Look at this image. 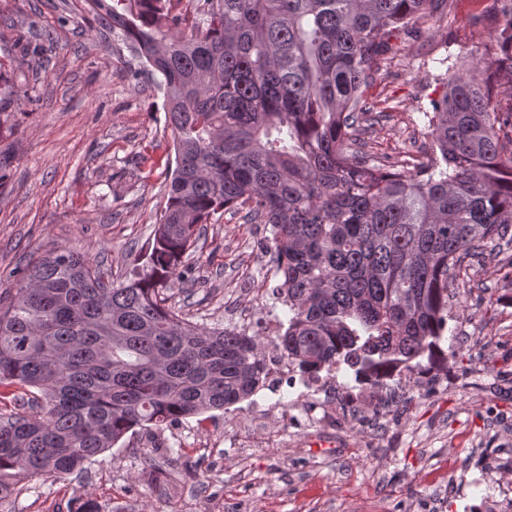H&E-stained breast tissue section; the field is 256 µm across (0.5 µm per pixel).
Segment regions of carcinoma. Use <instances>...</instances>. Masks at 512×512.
<instances>
[{"instance_id":"carcinoma-1","label":"carcinoma","mask_w":512,"mask_h":512,"mask_svg":"<svg viewBox=\"0 0 512 512\" xmlns=\"http://www.w3.org/2000/svg\"><path fill=\"white\" fill-rule=\"evenodd\" d=\"M439 0H87L164 99L175 167L145 262L114 281L71 247L0 297V502L22 477L82 472L130 431L252 396L258 341L173 299L201 228L229 210L270 227L288 307L276 336L311 379L433 366L467 258L512 249V0L481 69L452 66L424 161L365 150V91L395 32ZM39 413L32 415L30 409Z\"/></svg>"}]
</instances>
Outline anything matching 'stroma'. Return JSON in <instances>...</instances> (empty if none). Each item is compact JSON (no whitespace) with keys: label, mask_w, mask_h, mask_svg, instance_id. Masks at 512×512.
Returning <instances> with one entry per match:
<instances>
[{"label":"stroma","mask_w":512,"mask_h":512,"mask_svg":"<svg viewBox=\"0 0 512 512\" xmlns=\"http://www.w3.org/2000/svg\"><path fill=\"white\" fill-rule=\"evenodd\" d=\"M492 3L443 0L436 16L396 32L366 91L386 114L365 133L373 153L412 161L429 151L426 114L448 66L493 56ZM140 67L86 0H0V76L17 89L0 100V292L61 246L116 279L147 251L174 154L163 96ZM269 244L265 225L216 215L176 300L210 327L230 326V305L287 321ZM441 347L448 362L422 387L378 392L336 431L302 416L289 435L273 414L261 429L228 433L227 421L304 391L265 387L126 435L84 472L24 479L0 512H69L86 499L105 512H484V496L512 495V286L496 260L472 261ZM281 433L285 444H269Z\"/></svg>","instance_id":"35a3bbf8"}]
</instances>
